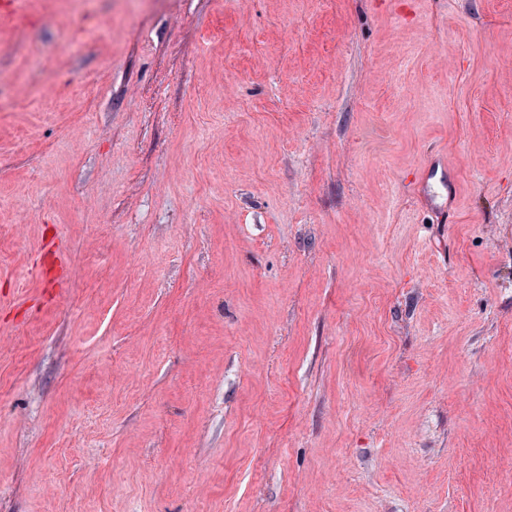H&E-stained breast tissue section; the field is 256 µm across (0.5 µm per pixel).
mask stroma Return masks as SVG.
<instances>
[{"instance_id":"stroma-1","label":"stroma","mask_w":512,"mask_h":512,"mask_svg":"<svg viewBox=\"0 0 512 512\" xmlns=\"http://www.w3.org/2000/svg\"><path fill=\"white\" fill-rule=\"evenodd\" d=\"M26 11L0 512H512V0Z\"/></svg>"}]
</instances>
